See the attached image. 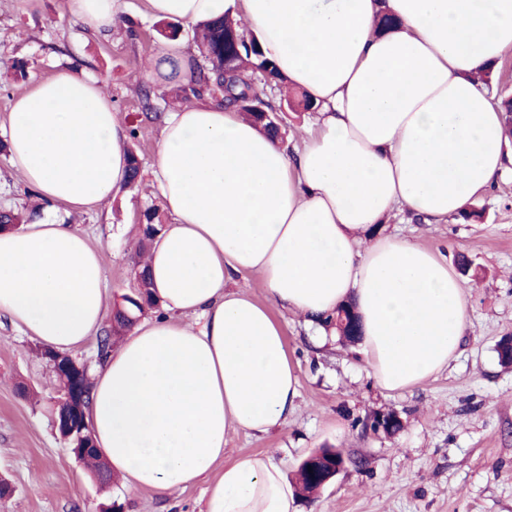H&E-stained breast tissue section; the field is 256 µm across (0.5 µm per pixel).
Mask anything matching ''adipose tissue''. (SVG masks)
I'll return each mask as SVG.
<instances>
[{
	"label": "adipose tissue",
	"instance_id": "obj_1",
	"mask_svg": "<svg viewBox=\"0 0 512 512\" xmlns=\"http://www.w3.org/2000/svg\"><path fill=\"white\" fill-rule=\"evenodd\" d=\"M193 26L228 14L318 108L286 149L212 102L170 112L153 174L168 224L145 260L161 316L134 326L93 377L90 425L109 469L168 493L207 482L204 512H298L281 462L224 458L236 431L285 427L300 396L274 309L304 321L353 303L376 383L447 368L468 326L447 259L377 227L441 224L506 167L500 109L477 73L512 50V0H144ZM92 32L125 0H68ZM398 20L378 27L382 14ZM0 136L28 186L66 212L128 185V135L98 79L65 69L15 99ZM259 274L266 302L229 289ZM107 261L75 225L0 233V314L71 353L107 317ZM194 316L195 324L184 321Z\"/></svg>",
	"mask_w": 512,
	"mask_h": 512
}]
</instances>
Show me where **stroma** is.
Masks as SVG:
<instances>
[{"mask_svg":"<svg viewBox=\"0 0 512 512\" xmlns=\"http://www.w3.org/2000/svg\"><path fill=\"white\" fill-rule=\"evenodd\" d=\"M128 3L125 16L138 30L133 40L118 26L105 34L85 31L67 0H0L1 123L32 78L77 68L102 82L126 125L141 128L129 144L141 181L83 214L39 199L0 154V211L77 225L107 254L113 305L139 287L140 226L145 209L159 201L150 166L162 125L143 121L141 96L151 91L166 108L181 95L178 82L163 72V20L144 14L140 0ZM475 203L486 211L484 222L406 219L386 226L439 250L449 263L467 258L479 272L463 280L469 324L448 367L425 385L387 391L368 375L354 346L332 336L318 340L302 319L275 310L299 364L296 411L286 427L230 435L225 459L271 453L290 474L315 449L339 450L345 469L314 498L299 499L300 512H512V366H503L497 353L501 339L512 337V166ZM38 347L0 316V479L12 489L0 499V512H97L111 501L122 504V512H203V481L165 494L119 479L100 488L53 428L60 383ZM388 409L403 418L399 432L377 436L365 429L372 413Z\"/></svg>","mask_w":512,"mask_h":512,"instance_id":"35a3bbf8","label":"stroma"}]
</instances>
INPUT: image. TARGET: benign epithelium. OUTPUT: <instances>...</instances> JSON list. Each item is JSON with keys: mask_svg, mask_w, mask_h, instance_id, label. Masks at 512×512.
I'll return each instance as SVG.
<instances>
[{"mask_svg": "<svg viewBox=\"0 0 512 512\" xmlns=\"http://www.w3.org/2000/svg\"><path fill=\"white\" fill-rule=\"evenodd\" d=\"M42 357L56 373L63 390V397L54 417V425L61 438L73 443L71 453L80 462L92 455H99V450L88 433L89 425L85 414L88 398L80 383L87 372V366L78 364L67 354L49 349L42 350Z\"/></svg>", "mask_w": 512, "mask_h": 512, "instance_id": "1", "label": "benign epithelium"}]
</instances>
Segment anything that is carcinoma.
<instances>
[{
    "instance_id": "1",
    "label": "carcinoma",
    "mask_w": 512,
    "mask_h": 512,
    "mask_svg": "<svg viewBox=\"0 0 512 512\" xmlns=\"http://www.w3.org/2000/svg\"><path fill=\"white\" fill-rule=\"evenodd\" d=\"M240 23L227 15L200 25L196 34L200 58L194 60L196 86L192 95L208 94L217 103L246 114L265 134L280 135L277 120L262 121L263 113L276 107L267 93L272 82L281 79L275 65L264 57L255 38H247L239 31ZM147 224L139 249L144 251L162 230L158 208L151 205L145 212ZM141 290L133 297H125V305L113 312L112 326L99 337V356H104L113 342L119 340L146 311L158 307L153 298L144 271L137 273ZM322 324L336 329L339 341L351 345L360 337L358 319L349 305L336 309V314L325 318ZM343 455L333 448H320L305 457L297 467L294 485L306 497L320 488L319 476L327 474Z\"/></svg>"
}]
</instances>
